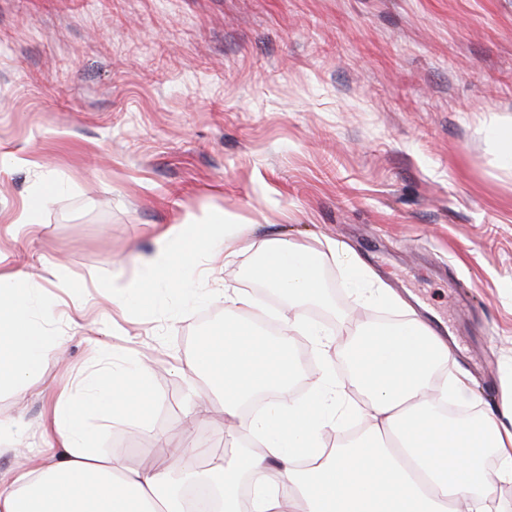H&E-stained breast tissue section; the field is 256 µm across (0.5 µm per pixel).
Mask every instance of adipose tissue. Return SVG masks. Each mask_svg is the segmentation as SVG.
<instances>
[{"instance_id": "ef3b65f1", "label": "adipose tissue", "mask_w": 512, "mask_h": 512, "mask_svg": "<svg viewBox=\"0 0 512 512\" xmlns=\"http://www.w3.org/2000/svg\"><path fill=\"white\" fill-rule=\"evenodd\" d=\"M248 233V225L216 218L177 224L159 233L161 250L133 278L92 274L88 281L117 307L146 312L158 289L179 290L197 259L246 249ZM327 260L343 265L346 288L364 302L402 305L347 246L272 237L249 275L284 299L283 335L298 329L322 335L301 309L323 300L319 270ZM35 278L26 269L0 267V386L18 391L61 346L37 321L52 309L37 293ZM406 315L391 334L366 322L347 331L345 361L366 429L346 449L324 450L322 430L335 424L343 401L331 368H324L305 400L292 399L297 361L252 322L238 321L197 346L189 374L211 393L193 400L191 410L207 412L212 397L221 398L225 416L239 421L259 451L230 462L219 456L200 470L196 450L176 448L175 470L122 468L96 448L85 418L115 427L140 412L148 397L147 368L104 369L57 389L43 427L44 451L0 477V512H190L184 493L194 485L209 488L208 512H512V497L502 493L512 486V394L501 419L448 421L439 405L450 398L469 403L470 383L460 377L436 381L435 369L448 362V345L414 310ZM267 390L278 391L280 400L263 413L243 415L248 399Z\"/></svg>"}]
</instances>
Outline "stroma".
<instances>
[{"instance_id":"1","label":"stroma","mask_w":512,"mask_h":512,"mask_svg":"<svg viewBox=\"0 0 512 512\" xmlns=\"http://www.w3.org/2000/svg\"><path fill=\"white\" fill-rule=\"evenodd\" d=\"M509 121L512 0H0V257L36 265L45 297L72 285L48 324L62 360L25 396L0 390V418L36 452L48 387L144 361L145 430L92 424L99 448L132 469L173 445L202 449L203 467L237 456L242 431L191 418L182 369L225 323L279 320L247 276L273 236L352 248L447 337L438 380L468 375L471 410L495 411L512 368V168L491 131ZM32 205L38 224L16 226ZM191 215L252 227L251 250L209 263L192 297L163 289L116 320L79 287L132 273ZM321 275L328 301L302 315L325 337L288 338L298 399L340 367L346 317H396L341 288L339 264Z\"/></svg>"}]
</instances>
